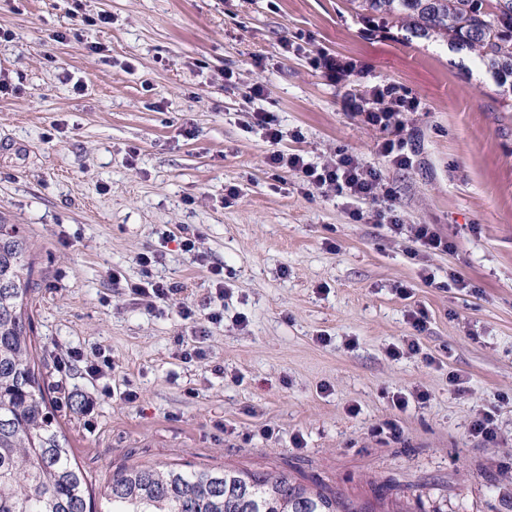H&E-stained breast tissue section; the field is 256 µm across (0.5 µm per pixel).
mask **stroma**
I'll use <instances>...</instances> for the list:
<instances>
[{"label":"stroma","mask_w":512,"mask_h":512,"mask_svg":"<svg viewBox=\"0 0 512 512\" xmlns=\"http://www.w3.org/2000/svg\"><path fill=\"white\" fill-rule=\"evenodd\" d=\"M0 30L16 87L0 96V220L33 244L44 378L94 491L121 464L176 463L382 490L408 512H512V112L476 67L366 29L342 0H0ZM388 83L420 103L406 169L361 111ZM260 111L282 150L356 155L392 197L356 206L270 167ZM416 224L448 251H416ZM149 249L175 288L159 305L112 282L138 281Z\"/></svg>","instance_id":"1"}]
</instances>
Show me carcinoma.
Returning a JSON list of instances; mask_svg holds the SVG:
<instances>
[{"mask_svg": "<svg viewBox=\"0 0 512 512\" xmlns=\"http://www.w3.org/2000/svg\"><path fill=\"white\" fill-rule=\"evenodd\" d=\"M344 2L379 29L463 54L492 80L497 111L512 112V0ZM36 288L29 238L0 224V512H378L375 502L283 474L177 465L119 466L97 503L37 362Z\"/></svg>", "mask_w": 512, "mask_h": 512, "instance_id": "obj_1", "label": "carcinoma"}]
</instances>
